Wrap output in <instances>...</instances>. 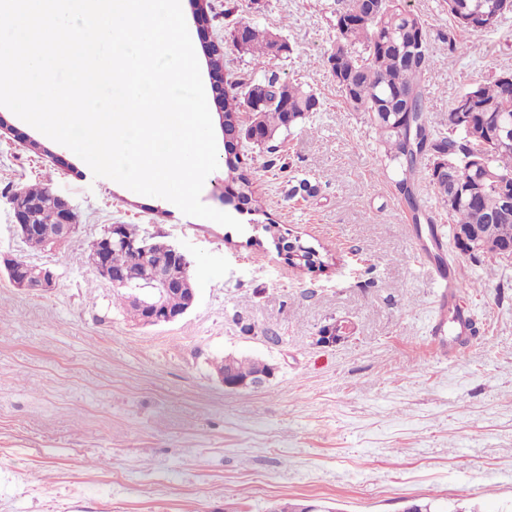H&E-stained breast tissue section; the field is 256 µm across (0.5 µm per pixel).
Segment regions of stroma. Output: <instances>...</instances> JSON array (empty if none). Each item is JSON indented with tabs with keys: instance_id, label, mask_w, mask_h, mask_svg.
I'll return each instance as SVG.
<instances>
[{
	"instance_id": "35a3bbf8",
	"label": "stroma",
	"mask_w": 512,
	"mask_h": 512,
	"mask_svg": "<svg viewBox=\"0 0 512 512\" xmlns=\"http://www.w3.org/2000/svg\"><path fill=\"white\" fill-rule=\"evenodd\" d=\"M337 0H181L194 48L214 42L224 80L301 82L320 109L271 151L242 147L270 218L328 245L327 270L288 265L274 245L184 215L95 177L68 148L0 107V252L55 268L48 292L0 273V512H512V260L454 246L426 172L414 188L432 224L411 219L366 113L344 104L327 65ZM206 8L210 21L192 18ZM257 23L289 50L256 67L231 44ZM463 49L432 40L428 115L445 128L470 84L512 68V14ZM281 157L286 169L268 167ZM308 180L311 192L297 191ZM48 185L73 205L78 234L57 254L13 234L7 197ZM111 224H136L183 249L196 301L180 320L142 326L87 261ZM439 248L458 271L457 307L478 339L437 352L439 288L419 259ZM337 328L335 340L323 330ZM273 365L266 385L227 391L225 355Z\"/></svg>"
}]
</instances>
